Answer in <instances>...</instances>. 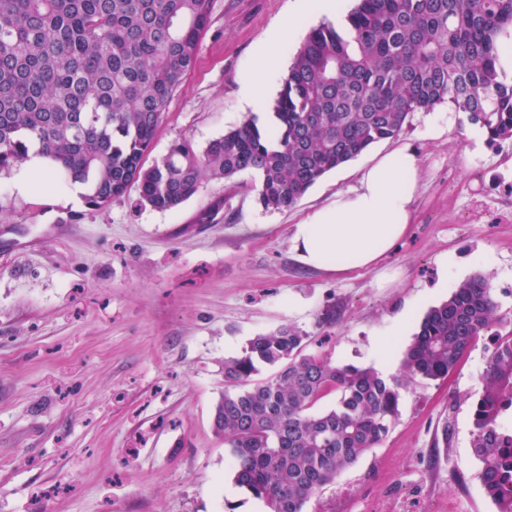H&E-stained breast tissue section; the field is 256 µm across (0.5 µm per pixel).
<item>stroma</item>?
Listing matches in <instances>:
<instances>
[{"mask_svg":"<svg viewBox=\"0 0 512 512\" xmlns=\"http://www.w3.org/2000/svg\"><path fill=\"white\" fill-rule=\"evenodd\" d=\"M321 17L293 0H211L195 66L169 99L146 164L173 141L198 147L252 115L242 85L264 34L293 40L268 74L274 102ZM419 160L415 217L372 269L339 276L293 257L294 224L378 152ZM0 172V512H267L234 482L213 430L224 361L251 338L291 326L308 353L381 368L401 362L429 308L485 276L497 329L512 334V140L490 141L442 102L401 135L325 174L293 205L264 209L252 174L202 176L195 196L160 211L137 188L102 208L53 174ZM28 189H20V177ZM214 211L212 222L199 217ZM332 323H320L327 308ZM408 320L403 335L393 328ZM493 345L481 338L446 380L400 390L398 420L305 512H497L471 448L472 407Z\"/></svg>","mask_w":512,"mask_h":512,"instance_id":"stroma-1","label":"stroma"}]
</instances>
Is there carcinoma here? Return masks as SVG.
Returning <instances> with one entry per match:
<instances>
[{
	"mask_svg": "<svg viewBox=\"0 0 512 512\" xmlns=\"http://www.w3.org/2000/svg\"><path fill=\"white\" fill-rule=\"evenodd\" d=\"M211 0H0V170L34 148L103 207L135 184L139 202L171 210L201 177L258 176L265 209L297 202L326 173L400 135L414 112L452 103L491 141L512 140V81L500 65L512 0H358L347 25L322 24L294 54L264 129L254 117L198 150L187 137L145 166L167 101L197 61ZM495 302L475 275L422 318L401 364L373 367L305 353L284 326L224 359L213 416L235 482L269 512L306 503L398 416L399 390L445 379L479 336L496 337L472 412L486 495L512 512V335L494 330ZM274 372L260 378L261 369ZM336 393L332 407L316 404Z\"/></svg>",
	"mask_w": 512,
	"mask_h": 512,
	"instance_id": "obj_1",
	"label": "carcinoma"
}]
</instances>
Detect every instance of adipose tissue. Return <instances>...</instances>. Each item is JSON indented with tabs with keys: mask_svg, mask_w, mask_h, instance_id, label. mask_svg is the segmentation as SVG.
Wrapping results in <instances>:
<instances>
[{
	"mask_svg": "<svg viewBox=\"0 0 512 512\" xmlns=\"http://www.w3.org/2000/svg\"><path fill=\"white\" fill-rule=\"evenodd\" d=\"M291 37V26L284 25L261 40V63L243 87L252 110L263 108L260 89ZM418 171L416 155L404 147L379 154L360 167L355 186L336 192L295 225L291 242L296 260L310 269L339 274L376 266L414 218Z\"/></svg>",
	"mask_w": 512,
	"mask_h": 512,
	"instance_id": "adipose-tissue-1",
	"label": "adipose tissue"
}]
</instances>
